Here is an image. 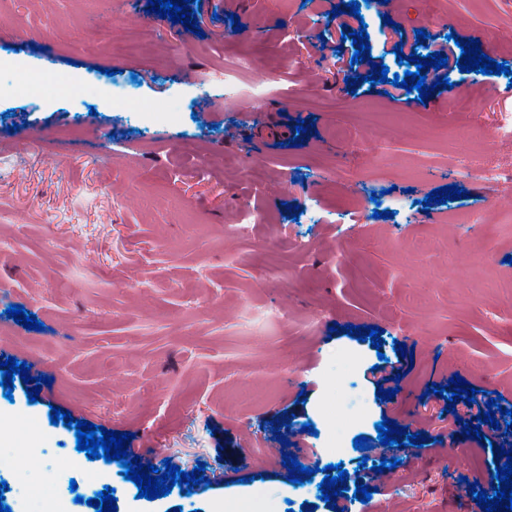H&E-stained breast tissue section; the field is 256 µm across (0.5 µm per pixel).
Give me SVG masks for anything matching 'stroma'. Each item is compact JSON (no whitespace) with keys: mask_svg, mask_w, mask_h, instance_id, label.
Wrapping results in <instances>:
<instances>
[{"mask_svg":"<svg viewBox=\"0 0 512 512\" xmlns=\"http://www.w3.org/2000/svg\"><path fill=\"white\" fill-rule=\"evenodd\" d=\"M196 2L201 35L187 43L148 0H0V155L11 161L0 171V361L38 362L50 380L34 403L19 379L0 395L10 447L51 449L34 482L93 479L113 488L116 512H330L319 485L338 463L347 487L383 492L338 497L347 512H464L471 485L496 480L493 447L512 448V427L462 431L486 413V393L512 409V224L500 221L512 192L456 164L476 147L512 171V130L497 126L512 115V77L460 74L457 42L512 67L496 44L512 0H443L437 19L433 0H388L360 18L348 0ZM360 29L371 59L356 63L344 36ZM132 32L145 53L115 54ZM437 50L447 65L427 71L428 98L365 80L373 64L395 74L398 56ZM240 54L249 71L236 69ZM93 68L136 75L135 97L102 99L85 85ZM220 71L250 97L223 93ZM444 76L465 79L473 112L448 116ZM370 108L391 124L385 144L357 123ZM446 185L465 198L425 203ZM381 191L393 218L374 215ZM355 208L359 220L341 221ZM253 212L261 221L239 232ZM12 305L42 330L8 319ZM353 326L382 328L381 348ZM456 376L480 394L450 413L433 388ZM54 406L131 434L129 455L156 467L204 463L205 484L139 497L120 462L88 459L75 428L51 424ZM384 420L427 439L380 444ZM287 454L314 470L305 497ZM392 457L397 467L374 472Z\"/></svg>","mask_w":512,"mask_h":512,"instance_id":"stroma-1","label":"stroma"}]
</instances>
